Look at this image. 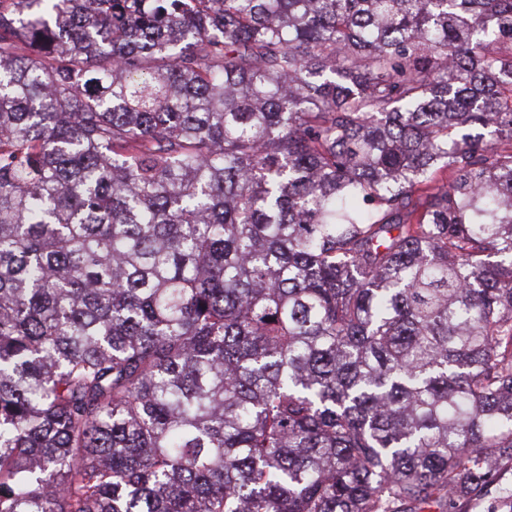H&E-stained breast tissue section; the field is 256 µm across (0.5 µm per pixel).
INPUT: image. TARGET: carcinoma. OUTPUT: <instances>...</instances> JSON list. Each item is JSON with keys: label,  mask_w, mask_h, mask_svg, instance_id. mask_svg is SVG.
<instances>
[{"label": "carcinoma", "mask_w": 512, "mask_h": 512, "mask_svg": "<svg viewBox=\"0 0 512 512\" xmlns=\"http://www.w3.org/2000/svg\"><path fill=\"white\" fill-rule=\"evenodd\" d=\"M512 460V0H0V512H452Z\"/></svg>", "instance_id": "obj_1"}]
</instances>
